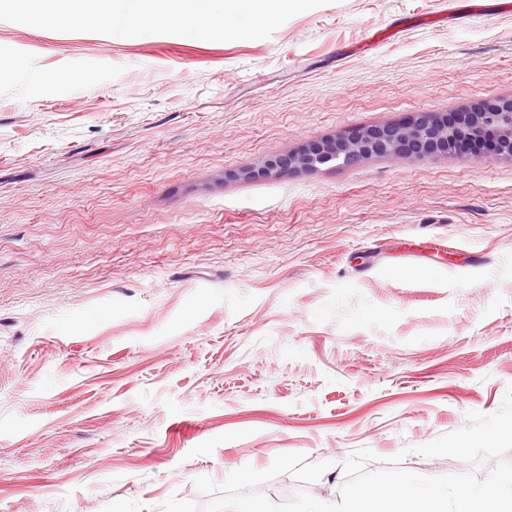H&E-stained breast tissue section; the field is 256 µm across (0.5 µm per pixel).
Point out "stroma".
Masks as SVG:
<instances>
[{"label":"stroma","instance_id":"1","mask_svg":"<svg viewBox=\"0 0 512 512\" xmlns=\"http://www.w3.org/2000/svg\"><path fill=\"white\" fill-rule=\"evenodd\" d=\"M498 0H330L271 36L0 21V512L205 503L283 453L414 447L512 384V159L250 168L359 127L512 96ZM439 244L430 260L407 248Z\"/></svg>","mask_w":512,"mask_h":512}]
</instances>
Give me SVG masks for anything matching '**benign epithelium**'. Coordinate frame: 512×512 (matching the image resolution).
Returning a JSON list of instances; mask_svg holds the SVG:
<instances>
[{"instance_id": "benign-epithelium-1", "label": "benign epithelium", "mask_w": 512, "mask_h": 512, "mask_svg": "<svg viewBox=\"0 0 512 512\" xmlns=\"http://www.w3.org/2000/svg\"><path fill=\"white\" fill-rule=\"evenodd\" d=\"M490 138L494 151L512 158V96L480 99L462 112H422L403 124L356 128L339 138L311 142L248 171L254 178L307 171L317 164H355L378 155L402 158L454 152L465 160L478 157L468 146Z\"/></svg>"}]
</instances>
